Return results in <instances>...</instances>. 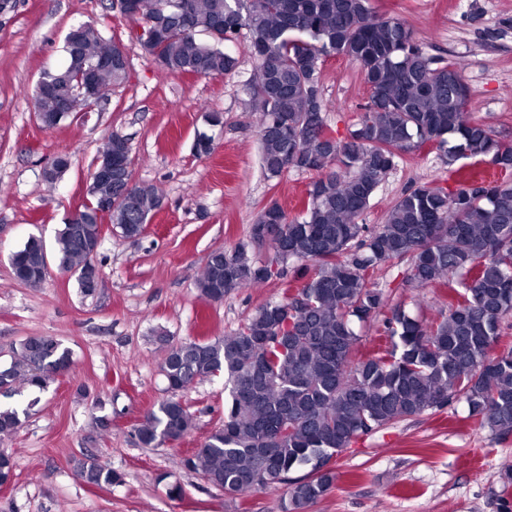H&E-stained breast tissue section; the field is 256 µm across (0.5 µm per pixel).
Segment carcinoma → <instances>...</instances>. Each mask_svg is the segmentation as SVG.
Returning <instances> with one entry per match:
<instances>
[{
  "label": "carcinoma",
  "instance_id": "obj_1",
  "mask_svg": "<svg viewBox=\"0 0 512 512\" xmlns=\"http://www.w3.org/2000/svg\"><path fill=\"white\" fill-rule=\"evenodd\" d=\"M137 2V22L162 29L150 54L164 60L168 74H229L237 59L226 45L246 39L265 174L315 173L299 215L274 202L256 220L275 225L272 248L294 269V283L238 331L167 349L161 371L169 395L143 413L135 428L139 442L157 448L188 436L193 414L180 393L222 373L229 384L224 421L183 466L231 498L280 491L281 512H305L335 485L333 457L453 399L465 400L481 427L511 434L512 348L491 351L501 319L512 312V181L469 178L452 191L420 186L396 200L376 229L360 223L397 160L425 146L443 151L450 165L488 157L512 174V146L467 116L469 88L455 65H434L410 29L375 15L370 0ZM63 51L64 63L44 71L32 95L46 129L67 118L60 99L71 100L73 112L87 106L81 75L89 63L112 56L99 75L108 92L126 78L123 45L92 22L71 27ZM334 56L357 65L368 88L362 114L343 140L326 124L319 86L320 65ZM94 190L112 196V224L126 238L141 235L163 200L155 186L133 181L130 168ZM97 233L94 221L68 218L51 253L30 237L11 254L14 278L38 287L51 261L76 275L83 295H94L80 272L98 264L85 246ZM386 262L406 265V282L417 288L451 289L448 313L425 326L394 308L383 320L381 343L363 355L355 323L384 312L373 276ZM269 279L242 243L213 250L195 286L218 303ZM72 364L60 339L27 336L0 366V389L43 392ZM26 415L0 406V438L16 434ZM16 467L14 456L0 449V485L14 478ZM301 468L308 472L292 476ZM73 470L91 487L124 480L88 454L73 459Z\"/></svg>",
  "mask_w": 512,
  "mask_h": 512
}]
</instances>
